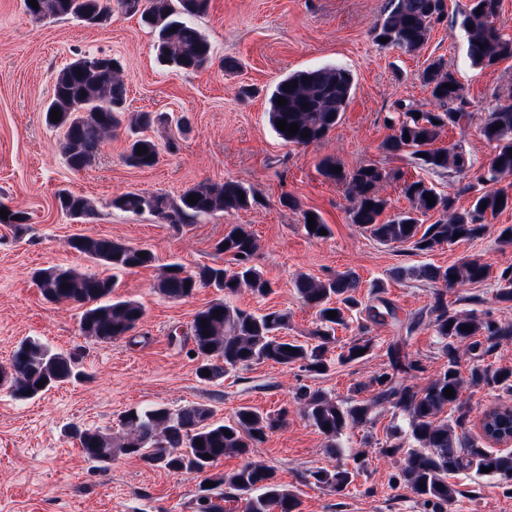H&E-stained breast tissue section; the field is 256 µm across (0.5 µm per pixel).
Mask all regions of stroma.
<instances>
[{"label": "stroma", "instance_id": "stroma-1", "mask_svg": "<svg viewBox=\"0 0 512 512\" xmlns=\"http://www.w3.org/2000/svg\"><path fill=\"white\" fill-rule=\"evenodd\" d=\"M387 0H210L208 11L194 24L209 41L213 60L198 71H179L160 64L151 30L139 16L114 10L109 24L89 27L72 19L34 20L25 0H0V205L26 211L30 220L22 232L0 224V367L7 366L15 346L36 338L60 351L77 352L84 375L52 388L41 397L18 401L0 390V512H195L200 477L152 467L140 459L114 457L107 464L86 459L68 428L100 427L119 432L120 414L133 407L192 404L211 407L215 420L229 419L242 406L262 413L286 412L285 424L252 448L249 458L274 469L278 482L296 492L299 512H434L395 475L402 456L381 450L395 423L389 408L379 409L374 425L347 430L345 451L331 457L324 438L307 423L293 399L299 385L321 388L332 397H352L388 367L387 349L401 334L400 326L417 327L404 350L425 367L413 378L426 385L443 364L441 346L426 308L430 283L395 279L398 267L448 266L481 259L492 272L512 266V248H500L497 230L512 225V209L492 219L482 237L418 254L407 246L384 245L350 224V201L341 185L321 172L325 158L338 159L345 169L374 163L390 170L381 193L389 212L406 209L401 194L407 179H424L438 192L452 190L446 176L417 167L408 155L385 153L382 142L391 129L394 104L427 103L420 73L441 57L456 71L472 119L462 129L446 128L439 143H458L476 170L487 167L495 146L479 132L496 100L512 97V59L490 69L471 65L459 12L466 0H447V12L435 24L426 44L407 53L377 44L371 34ZM85 53L120 59L124 66L126 108L129 112H166L186 118L178 150L162 154L151 168L127 166L122 155L126 133L106 138L96 162L72 171L61 152L63 132L46 125L43 106L51 98L58 70ZM237 63L223 68L225 60ZM338 63L356 82L355 94L340 122L324 140L309 146L284 143L268 122V97L289 73ZM251 96H241L242 88ZM235 180L253 189L258 205L231 214L200 217L196 223L173 228L149 214L112 209L113 197L131 190L178 195L195 183ZM66 189L94 201L98 214L81 221L55 205ZM297 199L298 208L281 205L282 197ZM317 213L329 231L309 237L302 214ZM245 225L256 237V264L271 280L270 295L259 298L244 290L234 305L255 312L268 308L288 311V338L306 341L315 311L296 293V275L324 279L350 271L361 286L358 309L347 325L337 327L336 345L353 340L373 305L371 283L384 284L382 297L395 318L371 323L374 348L350 364L333 362L325 375L311 377L299 367L261 362L237 370L218 383L196 376L198 357L187 330L196 311L218 299L202 288L183 299H168L155 288L160 267L178 262L186 268L228 265L214 245L227 225ZM78 235H97L151 248L158 265L117 276L116 296L136 301L145 315L133 335L100 342L83 336L78 312L67 304L47 302L35 286V270L50 266L94 272L98 266L68 245ZM494 280L464 283L448 292V306L490 311L502 323H512V304L494 300ZM365 467L345 494L305 484L309 470L352 464ZM457 496L447 512H512V491L495 479L459 472L448 477Z\"/></svg>", "mask_w": 512, "mask_h": 512}]
</instances>
